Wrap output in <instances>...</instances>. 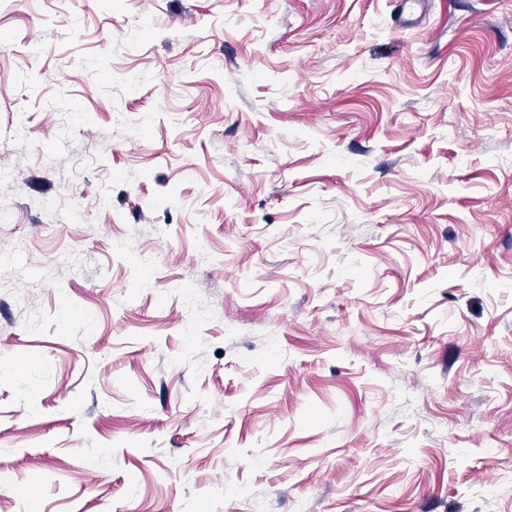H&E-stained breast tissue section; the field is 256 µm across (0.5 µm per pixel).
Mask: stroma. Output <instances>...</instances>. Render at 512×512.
Segmentation results:
<instances>
[{
	"label": "stroma",
	"instance_id": "35a3bbf8",
	"mask_svg": "<svg viewBox=\"0 0 512 512\" xmlns=\"http://www.w3.org/2000/svg\"><path fill=\"white\" fill-rule=\"evenodd\" d=\"M422 2L0 0V512H512V0Z\"/></svg>",
	"mask_w": 512,
	"mask_h": 512
}]
</instances>
